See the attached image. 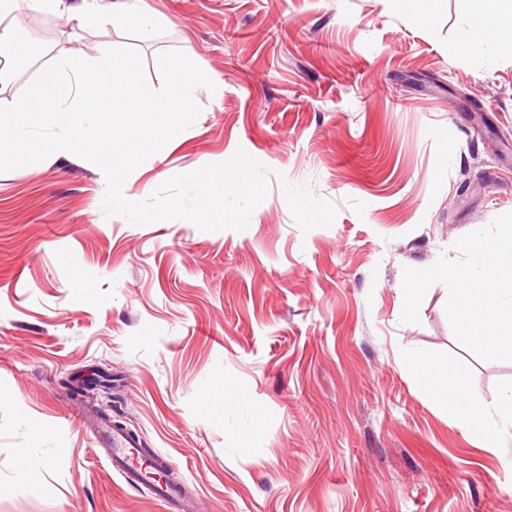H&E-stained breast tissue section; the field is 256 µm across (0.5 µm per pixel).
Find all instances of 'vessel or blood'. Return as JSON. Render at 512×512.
Instances as JSON below:
<instances>
[{
	"label": "vessel or blood",
	"instance_id": "vessel-or-blood-1",
	"mask_svg": "<svg viewBox=\"0 0 512 512\" xmlns=\"http://www.w3.org/2000/svg\"><path fill=\"white\" fill-rule=\"evenodd\" d=\"M86 432L97 446L104 448L114 469L119 472L126 485L139 486L144 466L139 453L142 445L140 437L119 429L104 419L87 421ZM151 493L163 504L165 512H193L194 510L192 498L178 488L156 485L152 487Z\"/></svg>",
	"mask_w": 512,
	"mask_h": 512
}]
</instances>
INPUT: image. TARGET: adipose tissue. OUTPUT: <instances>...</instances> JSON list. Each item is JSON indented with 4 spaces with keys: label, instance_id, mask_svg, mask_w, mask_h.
Instances as JSON below:
<instances>
[{
    "label": "adipose tissue",
    "instance_id": "ef3b65f1",
    "mask_svg": "<svg viewBox=\"0 0 512 512\" xmlns=\"http://www.w3.org/2000/svg\"><path fill=\"white\" fill-rule=\"evenodd\" d=\"M456 44L466 52L478 45L495 50L512 42V0H483ZM477 257L469 264L448 267L457 283V315L462 336L483 351L512 350V225H499L489 233L474 228L467 237ZM428 395L437 400L461 426L474 432L483 446L498 451L503 428H512V396L490 408L479 403L462 373L416 360Z\"/></svg>",
    "mask_w": 512,
    "mask_h": 512
}]
</instances>
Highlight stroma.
I'll use <instances>...</instances> for the list:
<instances>
[{
    "mask_svg": "<svg viewBox=\"0 0 512 512\" xmlns=\"http://www.w3.org/2000/svg\"><path fill=\"white\" fill-rule=\"evenodd\" d=\"M144 2L163 35L28 15L55 36L9 95L107 44H135L156 87V54L182 51L216 90L125 196L240 148L268 193L247 229L205 232L105 217L103 172L72 153L0 173V512H163L72 414L95 369L96 405L196 512H512V429L488 452L414 368L512 394V352L461 338L442 272L471 260V227L512 224V49H455L477 0H434L428 26L401 0ZM286 181L331 201L332 226L302 231Z\"/></svg>",
    "mask_w": 512,
    "mask_h": 512,
    "instance_id": "obj_1",
    "label": "stroma"
}]
</instances>
